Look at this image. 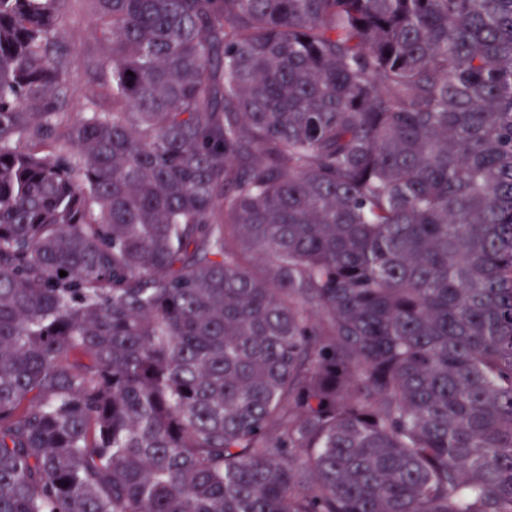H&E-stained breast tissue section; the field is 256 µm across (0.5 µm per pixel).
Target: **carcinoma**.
<instances>
[{"mask_svg":"<svg viewBox=\"0 0 512 512\" xmlns=\"http://www.w3.org/2000/svg\"><path fill=\"white\" fill-rule=\"evenodd\" d=\"M64 2L0 0V512H512V0H85L73 124ZM57 35L67 48L71 58L68 80L71 99L68 112L74 122L85 116V103L90 97L105 93L91 66L102 44L112 39L106 25L97 21L88 7L77 0H68L57 21Z\"/></svg>","mask_w":512,"mask_h":512,"instance_id":"carcinoma-1","label":"carcinoma"}]
</instances>
